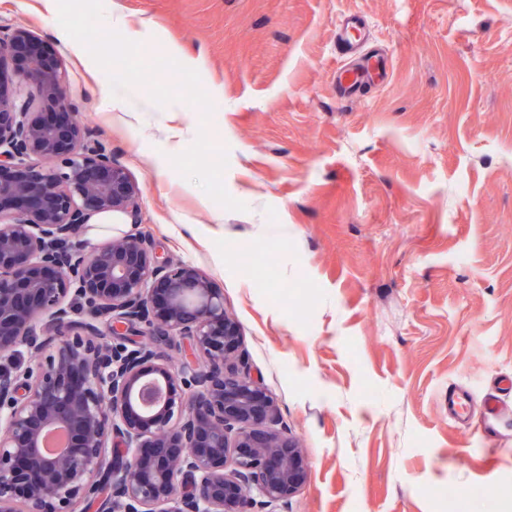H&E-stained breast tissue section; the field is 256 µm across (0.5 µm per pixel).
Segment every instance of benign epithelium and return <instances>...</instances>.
<instances>
[{"label":"benign epithelium","instance_id":"7a95c632","mask_svg":"<svg viewBox=\"0 0 512 512\" xmlns=\"http://www.w3.org/2000/svg\"><path fill=\"white\" fill-rule=\"evenodd\" d=\"M17 58L0 79V512H266L306 471L224 293L146 234L79 241L96 216L139 223L144 189L78 119L62 63L0 29V66Z\"/></svg>","mask_w":512,"mask_h":512}]
</instances>
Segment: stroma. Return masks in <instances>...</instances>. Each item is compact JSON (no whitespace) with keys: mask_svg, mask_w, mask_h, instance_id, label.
<instances>
[{"mask_svg":"<svg viewBox=\"0 0 512 512\" xmlns=\"http://www.w3.org/2000/svg\"><path fill=\"white\" fill-rule=\"evenodd\" d=\"M117 13L145 59L195 58L209 123L115 111L130 89L59 36L55 0H0V27L58 56L80 121L143 186L140 224L114 231L223 290L303 451L275 512H512V0H104V28ZM344 15L391 63L357 101L336 93ZM202 129L247 211L172 166Z\"/></svg>","mask_w":512,"mask_h":512,"instance_id":"1","label":"stroma"}]
</instances>
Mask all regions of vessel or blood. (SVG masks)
Masks as SVG:
<instances>
[{"label":"vessel or blood","mask_w":512,"mask_h":512,"mask_svg":"<svg viewBox=\"0 0 512 512\" xmlns=\"http://www.w3.org/2000/svg\"><path fill=\"white\" fill-rule=\"evenodd\" d=\"M362 42V32L356 22H342L336 30V52L346 57L347 65L336 72V88L342 99L362 97L365 88L384 82L388 76L384 57L372 55L362 61H352L351 55Z\"/></svg>","instance_id":"obj_1"}]
</instances>
